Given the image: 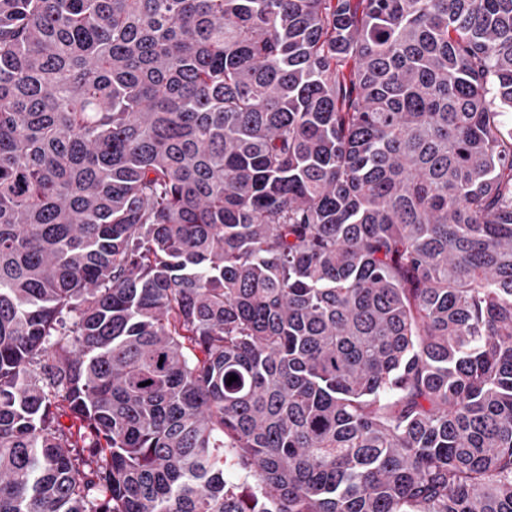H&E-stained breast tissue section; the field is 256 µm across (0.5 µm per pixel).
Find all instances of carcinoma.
<instances>
[{
	"label": "carcinoma",
	"mask_w": 512,
	"mask_h": 512,
	"mask_svg": "<svg viewBox=\"0 0 512 512\" xmlns=\"http://www.w3.org/2000/svg\"><path fill=\"white\" fill-rule=\"evenodd\" d=\"M509 114L512 0H0V512H512Z\"/></svg>",
	"instance_id": "carcinoma-1"
}]
</instances>
